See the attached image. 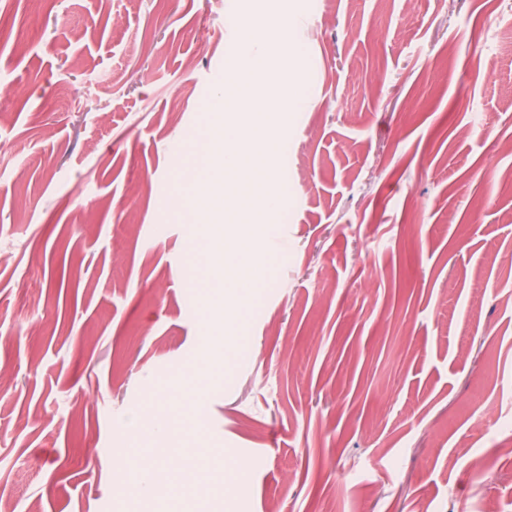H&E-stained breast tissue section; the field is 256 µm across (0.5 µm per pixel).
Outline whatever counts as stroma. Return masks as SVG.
Returning <instances> with one entry per match:
<instances>
[{
	"label": "stroma",
	"instance_id": "obj_1",
	"mask_svg": "<svg viewBox=\"0 0 512 512\" xmlns=\"http://www.w3.org/2000/svg\"><path fill=\"white\" fill-rule=\"evenodd\" d=\"M301 80L244 220L272 278L224 310L200 457L162 512H512V0H252ZM242 0H0V499L123 512L117 457L209 362L191 142Z\"/></svg>",
	"mask_w": 512,
	"mask_h": 512
}]
</instances>
